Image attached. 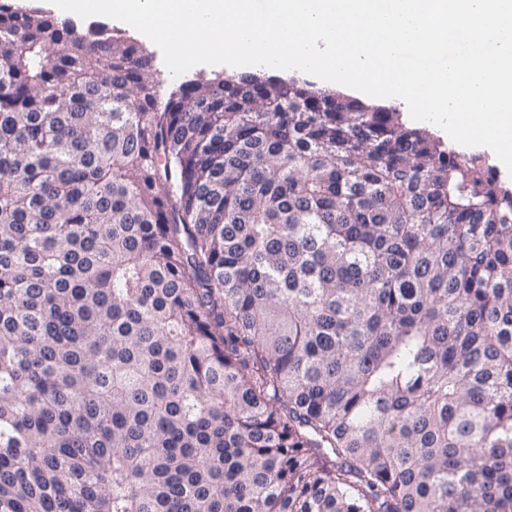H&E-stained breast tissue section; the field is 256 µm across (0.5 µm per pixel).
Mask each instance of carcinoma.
<instances>
[{
	"label": "carcinoma",
	"instance_id": "1",
	"mask_svg": "<svg viewBox=\"0 0 512 512\" xmlns=\"http://www.w3.org/2000/svg\"><path fill=\"white\" fill-rule=\"evenodd\" d=\"M158 83L0 0V512H512V186L336 90Z\"/></svg>",
	"mask_w": 512,
	"mask_h": 512
}]
</instances>
